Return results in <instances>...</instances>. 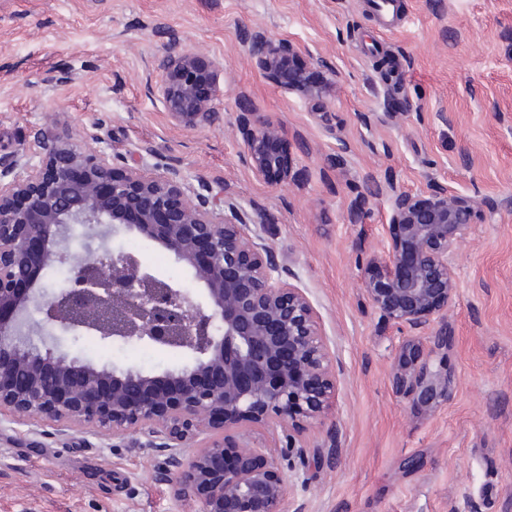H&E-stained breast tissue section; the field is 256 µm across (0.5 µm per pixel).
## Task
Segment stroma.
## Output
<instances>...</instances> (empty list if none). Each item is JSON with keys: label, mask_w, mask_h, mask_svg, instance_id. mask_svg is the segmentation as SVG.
I'll use <instances>...</instances> for the list:
<instances>
[{"label": "stroma", "mask_w": 512, "mask_h": 512, "mask_svg": "<svg viewBox=\"0 0 512 512\" xmlns=\"http://www.w3.org/2000/svg\"><path fill=\"white\" fill-rule=\"evenodd\" d=\"M399 13L386 29L369 0H0V156L36 128L94 138L123 166L207 179L256 225L317 309L340 369L322 423L299 435L340 453L293 458L288 512H512V0H399ZM253 29L335 71L330 122L251 63ZM171 41L223 61L214 125L180 126L148 92ZM243 100L279 128L287 181L259 180L244 162L232 131ZM403 102L415 114L398 124L389 114ZM389 180L487 201L460 246L448 396L421 411L394 374L406 341L425 358L429 340L380 318L360 286L367 259L386 254ZM58 351L153 373L188 362L69 336ZM155 464L145 448L5 422L0 512H193Z\"/></svg>", "instance_id": "obj_1"}]
</instances>
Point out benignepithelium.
I'll list each match as a JSON object with an SVG mask.
<instances>
[{
  "instance_id": "7a95c632",
  "label": "benign epithelium",
  "mask_w": 512,
  "mask_h": 512,
  "mask_svg": "<svg viewBox=\"0 0 512 512\" xmlns=\"http://www.w3.org/2000/svg\"><path fill=\"white\" fill-rule=\"evenodd\" d=\"M251 62L275 87L298 94L326 118L330 81L295 69L299 48L263 32L247 35ZM157 93L186 128L219 120V72L171 46ZM236 131L252 172L284 181L288 156L274 149L279 129L243 106ZM387 262L372 256L361 288L381 317L447 345L457 295L460 245L486 201L435 185L423 193L386 183ZM110 224L154 242L200 291L161 278L132 253H90L74 261L65 287L42 297L43 323L104 343L135 340L179 350L178 370L98 368L51 346L31 348L26 320L40 274L68 260L76 225ZM397 389L413 407L448 396V360L398 359ZM336 375L320 318L306 293L284 280L272 247L206 180L120 166L100 146L43 130L0 161V420L57 424L158 453L156 476L196 512H287L283 449L250 446L255 428L302 429L325 412ZM193 452L186 454V449Z\"/></svg>"
}]
</instances>
